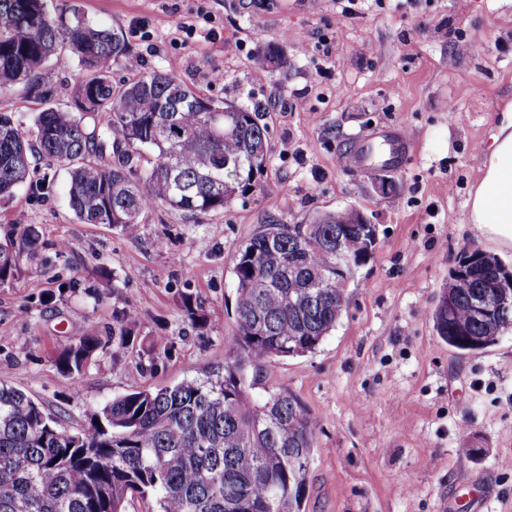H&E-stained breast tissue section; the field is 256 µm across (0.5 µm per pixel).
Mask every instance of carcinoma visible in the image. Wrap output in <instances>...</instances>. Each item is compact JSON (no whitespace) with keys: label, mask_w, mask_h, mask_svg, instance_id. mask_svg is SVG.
I'll return each mask as SVG.
<instances>
[{"label":"carcinoma","mask_w":512,"mask_h":512,"mask_svg":"<svg viewBox=\"0 0 512 512\" xmlns=\"http://www.w3.org/2000/svg\"><path fill=\"white\" fill-rule=\"evenodd\" d=\"M68 53L88 73L75 89L77 111L50 106L31 125L0 114V198L30 176V154L69 174V205L84 224H109L125 235L149 207L197 215L236 195L263 190L268 128L259 112L221 105L177 78L144 74L116 86L112 63L128 57L124 38L47 0H0V88L26 85L52 97L51 58ZM106 118L113 140H97ZM376 231L362 233L336 212L309 224H265L237 251L236 349L214 380H185L113 398L88 414V427L65 435L26 392L0 384V512H126L137 496L157 512H302L315 421L285 389L257 401L242 379L271 357L315 350L340 320L356 268L373 254ZM27 227L0 244V281L37 251ZM470 263H465L466 259ZM460 255L470 287L443 290L434 328L461 354L483 350L512 331V307L490 318L474 304L508 266L497 256ZM185 318L201 325L202 306L187 296ZM136 315L125 309L112 343L130 344ZM85 334L58 354L60 369L81 375L101 347ZM169 339L145 348L165 356Z\"/></svg>","instance_id":"1"}]
</instances>
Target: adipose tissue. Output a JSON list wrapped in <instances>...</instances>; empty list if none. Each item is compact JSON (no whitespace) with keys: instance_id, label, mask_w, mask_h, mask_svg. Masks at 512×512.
I'll list each match as a JSON object with an SVG mask.
<instances>
[{"instance_id":"adipose-tissue-1","label":"adipose tissue","mask_w":512,"mask_h":512,"mask_svg":"<svg viewBox=\"0 0 512 512\" xmlns=\"http://www.w3.org/2000/svg\"><path fill=\"white\" fill-rule=\"evenodd\" d=\"M482 176L469 202V222L499 250L512 251V105L484 148Z\"/></svg>"}]
</instances>
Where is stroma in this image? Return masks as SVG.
<instances>
[{"instance_id":"35a3bbf8","label":"stroma","mask_w":512,"mask_h":512,"mask_svg":"<svg viewBox=\"0 0 512 512\" xmlns=\"http://www.w3.org/2000/svg\"><path fill=\"white\" fill-rule=\"evenodd\" d=\"M122 33L138 72L161 71L214 100L259 111L269 131L264 192L187 216L145 210L136 236L84 224L68 205L67 173L34 163L0 202V243L31 226L35 255L0 283V384L29 393L64 427L112 398L203 380L235 347L238 248L262 225L306 224L354 208L377 228L376 248L347 288L348 307L312 353L250 367L254 397L293 392L317 421L305 512H512V332L460 355L432 313L463 250L498 253L467 222L480 151L512 103V0H48ZM196 31L176 32L177 18ZM470 39L466 51L457 37ZM280 49L286 66L258 58ZM221 71L214 84L210 75ZM85 76L63 58L54 95L0 93V113L31 122L45 105L72 106ZM411 138L395 166L352 169L339 157L373 129ZM389 178L397 190L381 196ZM276 203H269V196ZM70 248L59 252V241ZM193 294L205 327L183 315ZM138 345L112 346L123 308ZM105 344L78 378L56 365L85 332ZM168 336V356L140 345Z\"/></svg>"}]
</instances>
